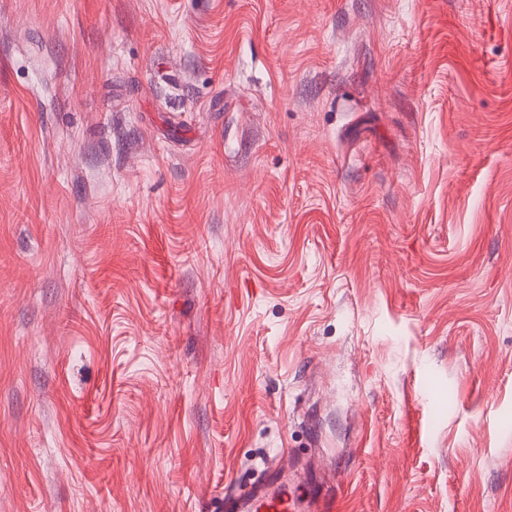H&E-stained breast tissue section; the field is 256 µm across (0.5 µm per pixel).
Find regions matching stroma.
I'll return each instance as SVG.
<instances>
[{
	"mask_svg": "<svg viewBox=\"0 0 512 512\" xmlns=\"http://www.w3.org/2000/svg\"><path fill=\"white\" fill-rule=\"evenodd\" d=\"M512 512V0H0V512ZM282 473L275 471L262 482L228 498L224 502L226 512H296Z\"/></svg>",
	"mask_w": 512,
	"mask_h": 512,
	"instance_id": "35a3bbf8",
	"label": "stroma"
}]
</instances>
